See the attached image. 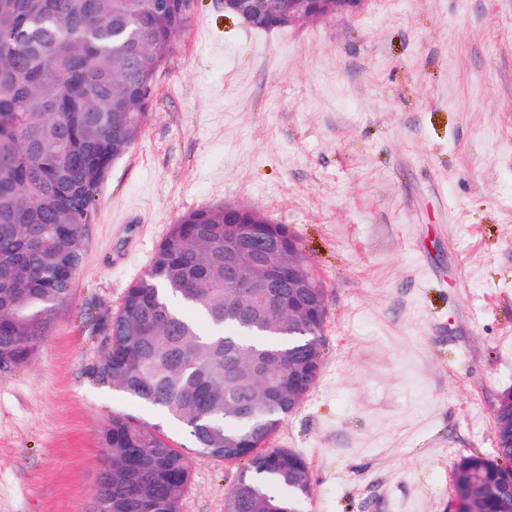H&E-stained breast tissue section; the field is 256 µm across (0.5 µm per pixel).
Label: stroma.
<instances>
[{"mask_svg":"<svg viewBox=\"0 0 512 512\" xmlns=\"http://www.w3.org/2000/svg\"><path fill=\"white\" fill-rule=\"evenodd\" d=\"M303 242L327 288L322 366L269 445L306 512H447L460 456L496 454L512 389V0H366L258 31L197 0L113 161L69 300L0 375V512H89L112 416L185 448L181 512H225L243 466L198 453L90 369L171 224L221 204Z\"/></svg>","mask_w":512,"mask_h":512,"instance_id":"obj_1","label":"stroma"}]
</instances>
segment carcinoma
<instances>
[{
	"mask_svg": "<svg viewBox=\"0 0 512 512\" xmlns=\"http://www.w3.org/2000/svg\"><path fill=\"white\" fill-rule=\"evenodd\" d=\"M176 0H0V373L25 364L67 302L81 268L84 228L112 158L135 136L123 121L148 106L141 61L172 51L189 15ZM257 257L288 249V227L260 224ZM294 317L274 305L261 315L224 273V206L183 214L122 307L96 322L104 345L91 373L182 424L197 451L244 461L246 476L226 512H303L312 490L298 454L265 448L289 413L288 376L299 389L322 366L317 306L283 284ZM105 467L93 512H180L190 481L183 449L157 424L112 416L100 433ZM512 462V438L497 455H467L485 512L512 509L495 490Z\"/></svg>",
	"mask_w": 512,
	"mask_h": 512,
	"instance_id": "obj_1",
	"label": "carcinoma"
}]
</instances>
